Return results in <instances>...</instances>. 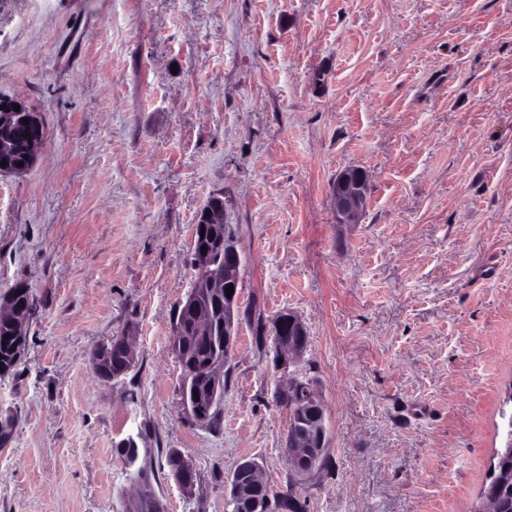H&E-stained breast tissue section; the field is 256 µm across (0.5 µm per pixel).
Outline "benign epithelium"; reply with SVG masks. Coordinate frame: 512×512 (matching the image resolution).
<instances>
[{
	"label": "benign epithelium",
	"instance_id": "obj_1",
	"mask_svg": "<svg viewBox=\"0 0 512 512\" xmlns=\"http://www.w3.org/2000/svg\"><path fill=\"white\" fill-rule=\"evenodd\" d=\"M367 192L366 174L349 168L336 176L332 196L339 223H359L366 206ZM206 220L211 224L224 225V264L211 266L199 276L179 309L192 312L199 334L206 336L211 331L205 303L207 296L230 285L234 287L232 296L224 297V356L206 367L212 390L217 391L224 382V366L235 354L237 336L240 335L242 312L239 285L244 256L235 226L227 223V210H208ZM272 331V369L287 379L275 392L277 403L288 411L285 451L293 472L299 477H306L322 467L329 449L324 400L316 383L297 379V368L307 351L304 323L292 313H283L274 320ZM267 486L257 461L247 458L240 460L225 484L226 509H231L241 498H250L254 503V512H272L271 497L261 494Z\"/></svg>",
	"mask_w": 512,
	"mask_h": 512
}]
</instances>
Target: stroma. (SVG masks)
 I'll return each mask as SVG.
<instances>
[{
    "label": "stroma",
    "instance_id": "stroma-1",
    "mask_svg": "<svg viewBox=\"0 0 512 512\" xmlns=\"http://www.w3.org/2000/svg\"><path fill=\"white\" fill-rule=\"evenodd\" d=\"M0 96L46 130L0 173V300L36 304L0 379V512H124L130 436L165 512H224L244 458L306 512H471L512 385V0H0ZM214 195L244 311L307 328L330 454L303 480L255 323L213 419L184 411L170 336ZM115 336L137 364L103 381ZM363 171L360 168H355ZM367 176L353 168L340 172L333 183L332 196L341 224L359 223L366 206ZM183 456L184 455L176 450L168 453L167 463L172 473L181 471L183 468ZM186 464L185 469L178 475V483L186 494H192L196 485L195 473L187 460Z\"/></svg>",
    "mask_w": 512,
    "mask_h": 512
}]
</instances>
